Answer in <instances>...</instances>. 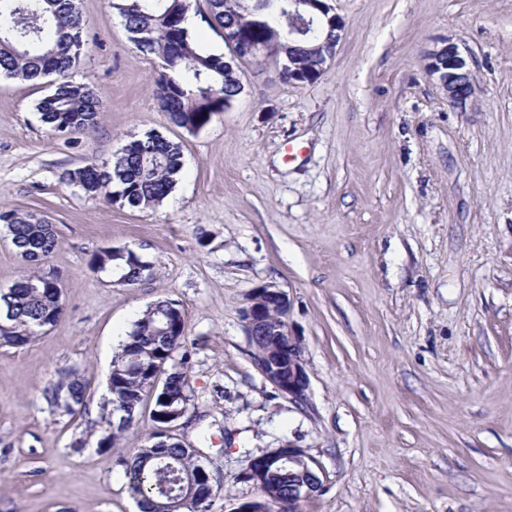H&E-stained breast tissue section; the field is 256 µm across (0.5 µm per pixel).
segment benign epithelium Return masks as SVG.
<instances>
[{
    "mask_svg": "<svg viewBox=\"0 0 512 512\" xmlns=\"http://www.w3.org/2000/svg\"><path fill=\"white\" fill-rule=\"evenodd\" d=\"M261 7L256 9L258 26L268 22L274 13L288 12L289 35L296 42L314 41L322 27L335 33L334 41H339L344 30L342 18L333 12L327 0H259ZM230 50L228 62L237 67L247 58L265 61L270 49L250 41L240 40L234 44L224 40ZM426 71L436 78L448 97V105L464 109L467 100L473 95L474 79L470 63L455 44H446L431 50L427 55ZM273 301L283 312H288V299L281 289L273 284H263L253 289L245 312L246 335L254 340L263 336H274L279 347L273 353L262 352L254 362L265 378L283 394L295 402L307 400L309 377L302 359L301 347L293 342L288 333V321L272 322L267 318L265 301ZM296 460L301 466V480L296 489L288 493V505L306 500L321 491L322 481L315 469L314 460L301 448L285 444L253 458L249 467L270 462L286 464Z\"/></svg>",
    "mask_w": 512,
    "mask_h": 512,
    "instance_id": "1",
    "label": "benign epithelium"
}]
</instances>
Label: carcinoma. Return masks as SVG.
Segmentation results:
<instances>
[{
  "label": "carcinoma",
  "mask_w": 512,
  "mask_h": 512,
  "mask_svg": "<svg viewBox=\"0 0 512 512\" xmlns=\"http://www.w3.org/2000/svg\"><path fill=\"white\" fill-rule=\"evenodd\" d=\"M184 0L183 13H198L209 27L228 30L246 41L275 48L279 62L293 56L305 73L317 71L318 57L311 52L288 49L286 27L273 20L264 27L252 23L250 0ZM124 22L129 41L142 54L160 60L155 79L162 111L176 127L189 129L206 120L213 100L237 96L241 70L224 62V56L204 52L188 30L168 16V0H109ZM87 25L75 0H0V75L18 81L54 76L52 91L36 105L42 123L58 133L93 128L102 111L95 88L73 80L82 64ZM183 168L177 143L156 132L129 141L106 164L89 162L64 171L60 180L90 197L102 196L130 208L154 209L175 189ZM0 223L11 243L28 260L38 262L58 247L56 231L45 219L17 210L0 212ZM96 271L116 270L122 285L138 284L150 264L132 251L94 253ZM59 277L51 267H38L0 292V344L22 347L39 336L44 323L55 326L62 318L51 281ZM185 343L183 309L170 299H160L133 322L120 351L112 359L107 403L112 417L110 432L99 445L112 447L118 436L134 427V419L150 394L149 382L164 366L163 389L154 395L152 418L170 416L190 404L189 379L183 366L170 364ZM50 404L71 415L87 405L88 386L73 372L64 374L46 389ZM130 496L140 512H212L215 494L205 469L195 461L194 449L173 436L168 445L151 433L144 445L123 460ZM292 468L269 464L246 479L259 491L239 508L266 505L270 512H288V485L294 483Z\"/></svg>",
  "instance_id": "cac0c4a2"
}]
</instances>
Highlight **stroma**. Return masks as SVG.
<instances>
[{
  "label": "stroma",
  "instance_id": "stroma-1",
  "mask_svg": "<svg viewBox=\"0 0 512 512\" xmlns=\"http://www.w3.org/2000/svg\"><path fill=\"white\" fill-rule=\"evenodd\" d=\"M76 4L89 31L73 78L99 95L95 129L54 132L36 110L47 82L0 76V211L52 222L65 303L45 334L0 345V512H138L119 460L153 431L152 400L112 449L98 442L112 358L160 299L185 312L174 358L192 402L172 432L213 512L253 499L249 457L285 443L320 468L302 512H512V0H331L345 27L315 82L244 64L243 93L193 133L160 110V62L107 0ZM447 42L472 57L462 111L425 70ZM148 131L182 148L168 203L60 182ZM104 248L152 269L113 284L90 265ZM268 283L303 349L302 404L252 359L242 311ZM65 370L89 384L73 416L45 398Z\"/></svg>",
  "mask_w": 512,
  "mask_h": 512
}]
</instances>
